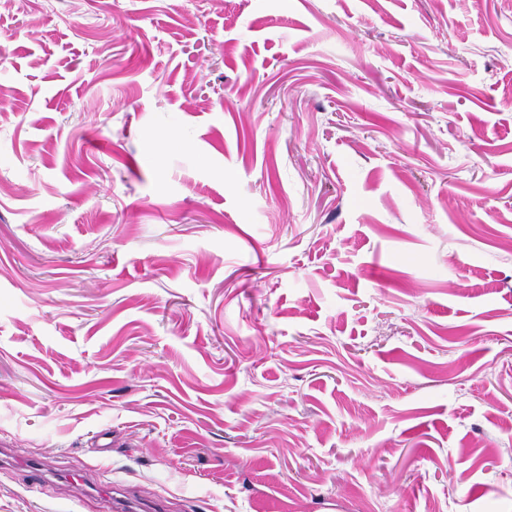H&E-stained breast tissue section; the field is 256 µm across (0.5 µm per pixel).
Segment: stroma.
Listing matches in <instances>:
<instances>
[{"instance_id": "stroma-1", "label": "stroma", "mask_w": 512, "mask_h": 512, "mask_svg": "<svg viewBox=\"0 0 512 512\" xmlns=\"http://www.w3.org/2000/svg\"><path fill=\"white\" fill-rule=\"evenodd\" d=\"M0 441V512H512V0H0ZM9 447L10 446H7L1 442V463H3L5 459H8L14 466L27 470L34 478V482L39 483L41 481H44L45 477L49 473L48 464H45L38 460L18 457L13 453L11 449H9Z\"/></svg>"}]
</instances>
